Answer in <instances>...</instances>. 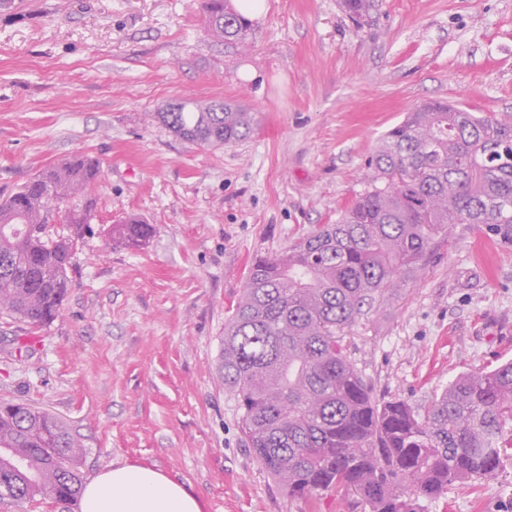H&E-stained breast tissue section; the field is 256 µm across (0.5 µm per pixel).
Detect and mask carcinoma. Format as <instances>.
Returning a JSON list of instances; mask_svg holds the SVG:
<instances>
[{
	"instance_id": "cac0c4a2",
	"label": "carcinoma",
	"mask_w": 512,
	"mask_h": 512,
	"mask_svg": "<svg viewBox=\"0 0 512 512\" xmlns=\"http://www.w3.org/2000/svg\"><path fill=\"white\" fill-rule=\"evenodd\" d=\"M341 4L354 20L374 7L373 0ZM203 7L225 46L253 34L230 0H203ZM155 118L177 137L211 147L256 128L254 113L222 101L183 100ZM99 175L97 160L76 156L0 199V314L37 327L56 319ZM365 180L336 223L251 264L224 324L218 372L237 401L246 446L288 495L345 488L369 512H424L449 486L489 481L512 459V360L460 375L417 412L374 394L341 332L416 276L454 225L475 224L512 242V122L425 103L381 138ZM63 204L71 234L53 239L49 223ZM154 232L137 219L109 230L130 249ZM80 447L51 414L1 402L0 502L77 501Z\"/></svg>"
}]
</instances>
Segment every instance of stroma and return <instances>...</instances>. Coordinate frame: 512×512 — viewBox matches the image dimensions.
Masks as SVG:
<instances>
[{"mask_svg": "<svg viewBox=\"0 0 512 512\" xmlns=\"http://www.w3.org/2000/svg\"><path fill=\"white\" fill-rule=\"evenodd\" d=\"M225 47L202 0H14L0 6V197L85 155L102 176L56 320L0 316V400L50 413L84 447V479L156 467L204 512H368L345 490L288 496L245 447L216 366L250 263L335 223L382 136L431 99L512 119V0H261ZM182 99L254 112L212 148L154 112ZM155 225L113 245L111 225ZM377 396L416 408L461 373L512 359V243L455 225L424 269L347 329ZM427 512H512V460Z\"/></svg>", "mask_w": 512, "mask_h": 512, "instance_id": "1", "label": "stroma"}]
</instances>
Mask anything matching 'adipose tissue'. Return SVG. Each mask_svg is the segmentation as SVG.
Segmentation results:
<instances>
[{
	"label": "adipose tissue",
	"mask_w": 512,
	"mask_h": 512,
	"mask_svg": "<svg viewBox=\"0 0 512 512\" xmlns=\"http://www.w3.org/2000/svg\"><path fill=\"white\" fill-rule=\"evenodd\" d=\"M82 512H203L200 499L164 472L134 464L110 467L84 487Z\"/></svg>",
	"instance_id": "adipose-tissue-1"
}]
</instances>
